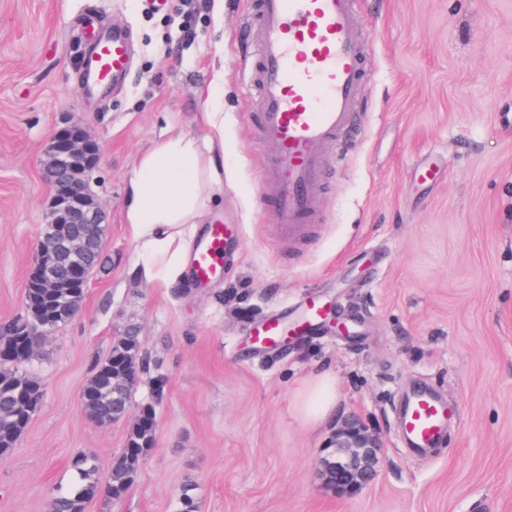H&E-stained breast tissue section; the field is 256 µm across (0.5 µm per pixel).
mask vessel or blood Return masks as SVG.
I'll return each instance as SVG.
<instances>
[{
	"label": "vessel or blood",
	"instance_id": "vessel-or-blood-1",
	"mask_svg": "<svg viewBox=\"0 0 512 512\" xmlns=\"http://www.w3.org/2000/svg\"><path fill=\"white\" fill-rule=\"evenodd\" d=\"M355 0H252L254 55L249 72L257 104L258 144L267 158L261 201L272 205L291 242L307 237L321 208L326 153L349 132L365 76L367 39L354 14ZM128 42L121 31L96 40L84 57V87L93 93L126 73ZM238 241L229 224L208 225L191 254L199 282L220 275ZM325 309L309 303L294 318L273 319L252 329L256 344L279 343L313 329ZM452 408L417 391L403 418L406 440L433 448L444 438Z\"/></svg>",
	"mask_w": 512,
	"mask_h": 512
}]
</instances>
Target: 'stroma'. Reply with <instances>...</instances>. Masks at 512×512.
Masks as SVG:
<instances>
[{
  "mask_svg": "<svg viewBox=\"0 0 512 512\" xmlns=\"http://www.w3.org/2000/svg\"><path fill=\"white\" fill-rule=\"evenodd\" d=\"M248 12L249 0H0V322L27 315L49 204L41 162L60 129L79 124L97 143L107 215L80 312L16 366L43 398L0 458V512H52L75 456L105 464L124 448L126 423L93 425L81 395L132 329L133 404H153L155 438L126 494L85 512H180L187 485L200 512H512V0H356L367 78L349 137L327 153L320 220L297 244L257 202ZM93 28L126 31L133 47L103 96L84 92L80 70ZM216 107L224 198L211 215L242 225L239 247L205 284L136 280L124 198L138 159L161 139L202 136ZM419 165L437 176L415 179ZM310 295L360 316V339L329 325L282 349L252 343L251 328L296 316ZM325 373L336 403L311 422L299 397ZM412 386L459 413L427 457L406 454L399 434ZM352 413L384 448L375 482L348 496L321 460Z\"/></svg>",
  "mask_w": 512,
  "mask_h": 512,
  "instance_id": "stroma-1",
  "label": "stroma"
}]
</instances>
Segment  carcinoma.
Segmentation results:
<instances>
[{
  "label": "carcinoma",
  "instance_id": "cac0c4a2",
  "mask_svg": "<svg viewBox=\"0 0 512 512\" xmlns=\"http://www.w3.org/2000/svg\"><path fill=\"white\" fill-rule=\"evenodd\" d=\"M84 289L67 286L45 293L41 288L28 284L25 305L27 323L35 333L43 328L56 329L69 322L81 309ZM140 342L136 331L131 330L110 354L97 364L95 373L82 394L91 413H101L122 421L132 411L133 387L115 386V379L126 376L127 370L140 373ZM41 401L39 383L0 361V457L10 454L18 444L32 416L34 404ZM156 427L153 406L141 407L129 429L125 447L112 458L105 479L99 477V464L91 457L79 455L72 460V467L79 476V483L71 490L59 494L53 512H83L84 504L98 495L118 500L134 483L145 450L151 447Z\"/></svg>",
  "mask_w": 512,
  "mask_h": 512
}]
</instances>
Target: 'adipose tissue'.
<instances>
[{
    "label": "adipose tissue",
    "mask_w": 512,
    "mask_h": 512,
    "mask_svg": "<svg viewBox=\"0 0 512 512\" xmlns=\"http://www.w3.org/2000/svg\"><path fill=\"white\" fill-rule=\"evenodd\" d=\"M205 120L204 137L156 143L128 184L125 218L137 253L132 272L144 281H180L198 226L224 193V118L209 112Z\"/></svg>",
    "instance_id": "1"
}]
</instances>
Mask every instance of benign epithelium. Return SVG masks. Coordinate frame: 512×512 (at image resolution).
Instances as JSON below:
<instances>
[{
    "mask_svg": "<svg viewBox=\"0 0 512 512\" xmlns=\"http://www.w3.org/2000/svg\"><path fill=\"white\" fill-rule=\"evenodd\" d=\"M97 159L95 143L78 125L52 138L43 162L53 194L46 223L58 225L56 235L48 239L39 235L37 259L32 271L46 291L61 283V259H69L71 279L87 284L91 268L84 262L89 246H101L103 234L90 239L77 228L104 223V209L94 194L90 171ZM332 453L323 460V476L337 491L355 495L370 485L378 472L381 438L356 415L344 419L336 429Z\"/></svg>",
    "mask_w": 512,
    "mask_h": 512,
    "instance_id": "benign-epithelium-1",
    "label": "benign epithelium"
}]
</instances>
